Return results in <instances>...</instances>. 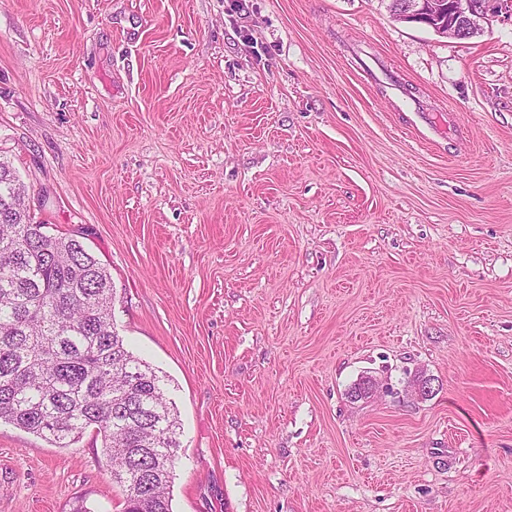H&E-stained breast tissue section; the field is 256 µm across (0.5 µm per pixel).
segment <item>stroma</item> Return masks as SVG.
Listing matches in <instances>:
<instances>
[{"instance_id":"1","label":"stroma","mask_w":512,"mask_h":512,"mask_svg":"<svg viewBox=\"0 0 512 512\" xmlns=\"http://www.w3.org/2000/svg\"><path fill=\"white\" fill-rule=\"evenodd\" d=\"M389 4L0 0V157L164 379L173 512H512V0ZM81 503L95 431L0 423V512ZM434 1L439 0H397L392 16L401 22L426 24L439 35L457 39L477 34L489 21L491 0H448V6L447 1H439V5H446L443 17L448 22L439 19L441 13ZM396 4L391 3L390 8Z\"/></svg>"}]
</instances>
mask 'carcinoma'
Wrapping results in <instances>:
<instances>
[{
  "label": "carcinoma",
  "instance_id": "obj_1",
  "mask_svg": "<svg viewBox=\"0 0 512 512\" xmlns=\"http://www.w3.org/2000/svg\"><path fill=\"white\" fill-rule=\"evenodd\" d=\"M25 194L0 159V421L58 448L93 429L123 512H173L177 410L117 332L107 269L79 240L31 222Z\"/></svg>",
  "mask_w": 512,
  "mask_h": 512
}]
</instances>
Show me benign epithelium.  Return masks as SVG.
<instances>
[{
  "label": "benign epithelium",
  "instance_id": "7a95c632",
  "mask_svg": "<svg viewBox=\"0 0 512 512\" xmlns=\"http://www.w3.org/2000/svg\"><path fill=\"white\" fill-rule=\"evenodd\" d=\"M491 0H448V19L441 18L434 0H397L392 11L394 19L401 22L423 23L437 34L457 39L470 37L482 30L489 21ZM434 378L416 373L407 381V389L423 400L433 395Z\"/></svg>",
  "mask_w": 512,
  "mask_h": 512
}]
</instances>
